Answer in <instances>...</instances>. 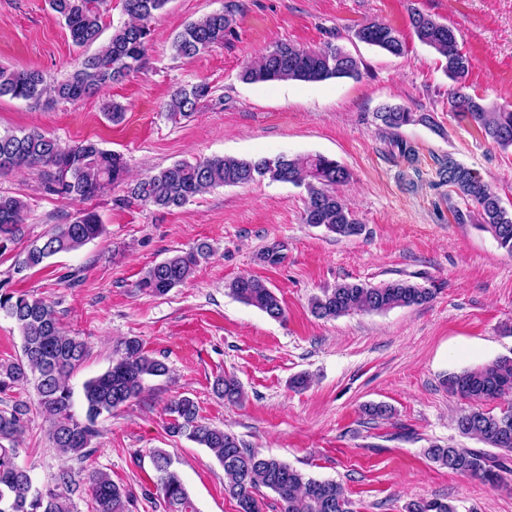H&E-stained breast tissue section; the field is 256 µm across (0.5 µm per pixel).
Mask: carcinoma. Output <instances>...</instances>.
Here are the masks:
<instances>
[{
  "mask_svg": "<svg viewBox=\"0 0 512 512\" xmlns=\"http://www.w3.org/2000/svg\"><path fill=\"white\" fill-rule=\"evenodd\" d=\"M168 0H126L130 20L113 31L110 39L91 54L82 56L74 72L61 80H47L38 69L18 70L0 67V96L40 104L75 101L122 82L138 69L145 57L150 24ZM106 0H48L52 17L63 24L71 42L90 47L103 32ZM410 26L415 37L434 50L445 62L444 72L453 83L451 106L458 116L475 127L486 139L502 147H512V110L491 106L484 99L464 92L473 59L459 48L453 28L421 11L411 13ZM233 14L222 10L188 22L178 33L173 50L181 57H194L216 45L232 31ZM356 38L392 55L403 53L399 32L376 20L356 31ZM360 60L339 46L328 43L317 50L282 41L265 53L259 63L245 69L242 79L249 83L298 81L318 83L359 73ZM210 93L199 83L176 90L164 104L167 119L174 123L190 117L200 100ZM389 144L406 162L415 160L416 150L399 135L408 125H435L428 112H413L401 106H387L377 113ZM28 169L38 173L45 194L71 201H85L106 188L126 182L128 165L122 155L101 149L92 141L62 144L37 131L0 133V172ZM348 170L338 161L321 154L289 157L239 159L218 157L194 162L180 161L156 173L127 182L128 196L145 206L174 209L190 199L217 187L243 185L256 179L292 183L305 187L304 221L324 227L338 238L357 236L362 225L356 219L336 186L349 180ZM443 177L453 192L467 205L453 208L458 224L476 210L480 223L492 233L498 245L512 254V211H508L491 184L471 169L448 158ZM473 209H468V206ZM28 204L20 197L0 193V256L16 252L13 273L0 280V315L10 318L21 340V356L0 363V393L33 386L38 410L49 422L47 438L64 457H84L99 436L98 418L138 398L145 380L162 377L168 366L144 352L136 339L123 342L112 366L84 384L85 417L72 411V392L68 379L84 362L88 346L81 337L65 331L54 304L41 297L18 294L10 289L15 274L37 268L48 259L77 251L102 237L105 225L100 216L82 209L72 220L53 225L48 232L27 244L16 246L24 237ZM284 244L265 246L259 260L274 266L284 260ZM210 256V246L201 242L149 267L137 282L143 293L163 296L185 284L197 267ZM240 302L280 320L285 311L281 300L260 279L243 276L230 284ZM435 298V289L407 279L383 282L376 286L344 282L313 297L310 308L319 319H336L351 312H386L394 308L424 306ZM448 391L471 403L512 396V357L460 372L443 379ZM213 392L220 398L239 401L244 391L230 375L215 378ZM29 405L17 401L9 410H0V512H69L65 493L80 483L68 469L55 476V488L42 490L34 483L30 470L18 465L17 438L24 431ZM167 431L184 436L210 450L224 469V494L235 500L238 512H261L258 494L266 488L280 501L281 512H355L344 488L332 480H322L272 456L248 448L232 433L202 421L195 401L188 396L171 399L166 405ZM459 433L502 451L492 455L484 448L427 449L428 457L441 467L479 479L495 487L512 477V405L494 415L470 408L456 419ZM151 461L157 474V488L166 512H198L188 490L173 468L170 455L155 449ZM87 481L94 512H127L130 494L115 484L110 475L97 470ZM406 512H455L439 499H419L405 506Z\"/></svg>",
  "mask_w": 512,
  "mask_h": 512,
  "instance_id": "cac0c4a2",
  "label": "carcinoma"
}]
</instances>
